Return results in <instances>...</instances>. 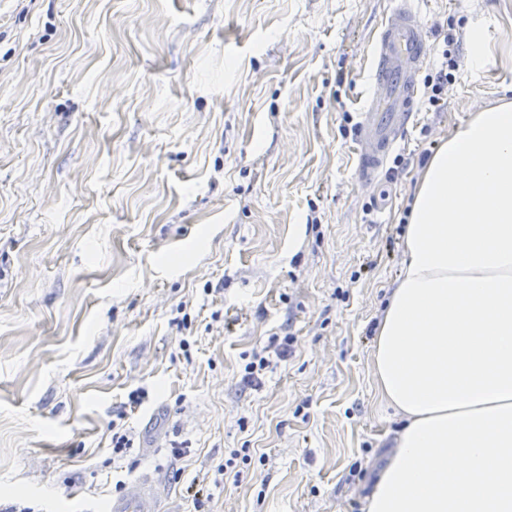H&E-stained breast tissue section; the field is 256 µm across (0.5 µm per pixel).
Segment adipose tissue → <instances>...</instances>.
Segmentation results:
<instances>
[{
  "instance_id": "ef3b65f1",
  "label": "adipose tissue",
  "mask_w": 512,
  "mask_h": 512,
  "mask_svg": "<svg viewBox=\"0 0 512 512\" xmlns=\"http://www.w3.org/2000/svg\"><path fill=\"white\" fill-rule=\"evenodd\" d=\"M370 369L400 426L367 512H512V101L420 171Z\"/></svg>"
}]
</instances>
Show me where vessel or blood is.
Listing matches in <instances>:
<instances>
[{"label":"vessel or blood","instance_id":"1","mask_svg":"<svg viewBox=\"0 0 512 512\" xmlns=\"http://www.w3.org/2000/svg\"><path fill=\"white\" fill-rule=\"evenodd\" d=\"M429 53L419 0H398L382 22L372 50L374 92L364 103L358 122L357 180H379L389 156L400 147L415 112ZM160 493L157 473L145 471L107 501L101 512H161Z\"/></svg>","mask_w":512,"mask_h":512}]
</instances>
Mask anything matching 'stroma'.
Returning a JSON list of instances; mask_svg holds the SVG:
<instances>
[{
    "label": "stroma",
    "instance_id": "35a3bbf8",
    "mask_svg": "<svg viewBox=\"0 0 512 512\" xmlns=\"http://www.w3.org/2000/svg\"><path fill=\"white\" fill-rule=\"evenodd\" d=\"M426 2V69L454 36L456 80L369 185L340 127L396 0H0V512H99L147 468L162 512L365 507L398 427L370 328L417 172L512 92V0ZM274 333L291 355L242 388Z\"/></svg>",
    "mask_w": 512,
    "mask_h": 512
}]
</instances>
